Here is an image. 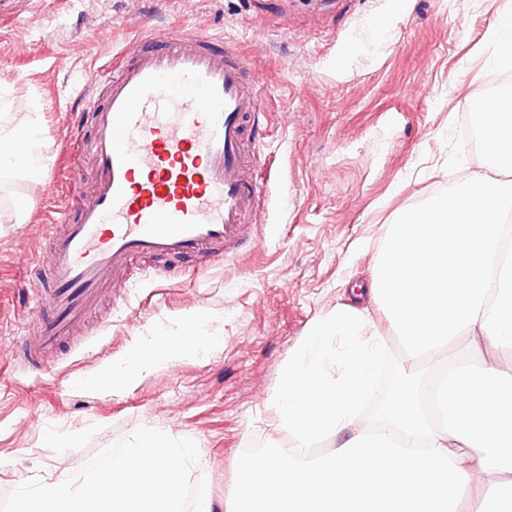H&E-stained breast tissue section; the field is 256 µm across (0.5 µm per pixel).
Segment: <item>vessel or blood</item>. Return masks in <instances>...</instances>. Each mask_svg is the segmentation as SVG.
<instances>
[{
	"instance_id": "1",
	"label": "vessel or blood",
	"mask_w": 512,
	"mask_h": 512,
	"mask_svg": "<svg viewBox=\"0 0 512 512\" xmlns=\"http://www.w3.org/2000/svg\"><path fill=\"white\" fill-rule=\"evenodd\" d=\"M103 96L85 102L94 134L65 152L70 204L48 227L32 294L38 351L70 337L108 291L130 287L148 256L230 262L256 244L261 188L254 171L270 114L235 44L178 26L152 28L118 51Z\"/></svg>"
}]
</instances>
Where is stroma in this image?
Listing matches in <instances>:
<instances>
[{"instance_id":"1","label":"stroma","mask_w":512,"mask_h":512,"mask_svg":"<svg viewBox=\"0 0 512 512\" xmlns=\"http://www.w3.org/2000/svg\"><path fill=\"white\" fill-rule=\"evenodd\" d=\"M386 0H0V101L43 128L54 167L88 73L156 25L238 42L271 119L260 165L259 244L189 276L169 262L152 289L107 295L88 328L45 372L14 358L29 283L25 258L46 245L55 201L43 182L0 174V495L38 478L78 472L141 426L195 441L192 478H205L214 512H234L251 448H294L268 399L280 369L314 320L343 306L367 308L387 344L386 375L406 362L384 307L357 300L369 285L388 227L446 190L483 153L461 129L485 96L488 25L512 0H408L381 30ZM196 310L220 314L217 349L162 368L120 392L86 379L123 359L134 341L176 334ZM78 435L62 448L50 435Z\"/></svg>"}]
</instances>
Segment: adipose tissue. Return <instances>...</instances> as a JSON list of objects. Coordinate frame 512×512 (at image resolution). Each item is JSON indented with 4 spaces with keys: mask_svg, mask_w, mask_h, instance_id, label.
<instances>
[{
    "mask_svg": "<svg viewBox=\"0 0 512 512\" xmlns=\"http://www.w3.org/2000/svg\"><path fill=\"white\" fill-rule=\"evenodd\" d=\"M486 163L428 205L390 225L365 293L382 304L409 360L440 361L460 336L493 355L435 379V411L420 384L402 380L378 425L360 423L375 388L385 339L365 311L347 307L313 322L282 366L270 402L303 445L332 451L293 456L268 448L244 466L239 512H512V243L500 220L512 210V95L473 104ZM33 121L0 114V168L32 182L45 169ZM214 313L186 318L177 334L145 336L111 364L119 389L188 355L219 346Z\"/></svg>",
    "mask_w": 512,
    "mask_h": 512,
    "instance_id": "adipose-tissue-1",
    "label": "adipose tissue"
}]
</instances>
